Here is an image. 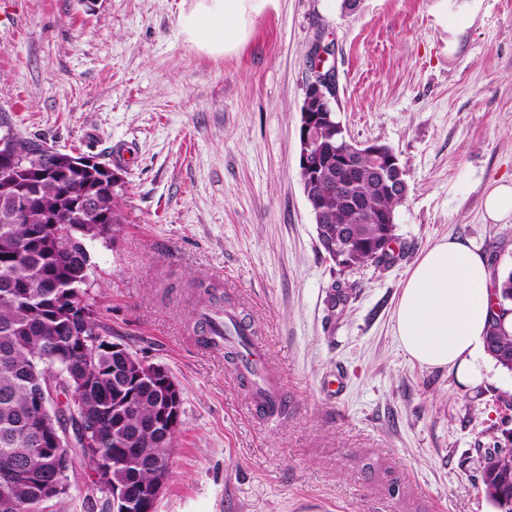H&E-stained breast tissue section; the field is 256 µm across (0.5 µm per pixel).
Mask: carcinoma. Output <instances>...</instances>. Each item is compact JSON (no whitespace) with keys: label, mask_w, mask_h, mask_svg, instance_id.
Wrapping results in <instances>:
<instances>
[{"label":"carcinoma","mask_w":512,"mask_h":512,"mask_svg":"<svg viewBox=\"0 0 512 512\" xmlns=\"http://www.w3.org/2000/svg\"><path fill=\"white\" fill-rule=\"evenodd\" d=\"M16 143L20 158L0 157V499L12 512H45L53 502L49 449L41 445L32 401L46 372L58 363L69 374L85 379L65 383L57 392L64 397L56 419L75 426L82 419L100 432V455L112 460L125 448L139 449L135 464H112L110 481L141 498L143 488L167 466L161 452L164 434L154 427L163 399L159 382L145 377L124 415H112L124 404L126 360L100 350L88 360L91 342L104 339L93 305L87 315L72 310L79 296L88 295L93 263L91 246L115 224L123 223L110 166L94 160L87 167L66 163L68 154L47 153L42 145L25 139L11 127L0 125V139ZM347 195L363 197L371 208L394 212L406 193H385L372 178L367 155L355 160ZM336 168L328 163L310 183L309 194L324 201V222L317 237L342 254L338 267L351 269L371 262L388 264L391 247L378 255L384 239L395 240V225L359 222L336 205ZM25 197L29 208L23 221L14 220L16 199ZM497 311L490 314L486 351L502 368L512 371V332L502 322L512 313V270L494 277ZM481 488L498 512H512V453L483 461Z\"/></svg>","instance_id":"cac0c4a2"}]
</instances>
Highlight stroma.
Returning <instances> with one entry per match:
<instances>
[{"mask_svg": "<svg viewBox=\"0 0 512 512\" xmlns=\"http://www.w3.org/2000/svg\"><path fill=\"white\" fill-rule=\"evenodd\" d=\"M197 0H0V118L119 175L125 223L93 249L110 341L168 369L181 425L156 512H496L477 483L512 428V372L476 387L409 360L401 289L445 237L512 267V0H276L214 54L180 18ZM331 44L334 108L356 141L398 155L408 193L394 263L339 270L299 177L311 51ZM220 284L264 343L288 413L265 420L194 331L192 281ZM350 286L333 304L335 284ZM83 464L54 512H102ZM484 210L492 222H499L512 215V182L492 187L485 196Z\"/></svg>", "mask_w": 512, "mask_h": 512, "instance_id": "obj_1", "label": "stroma"}]
</instances>
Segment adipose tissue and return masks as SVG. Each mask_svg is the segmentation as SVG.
I'll use <instances>...</instances> for the list:
<instances>
[{
  "label": "adipose tissue",
  "instance_id": "obj_1",
  "mask_svg": "<svg viewBox=\"0 0 512 512\" xmlns=\"http://www.w3.org/2000/svg\"><path fill=\"white\" fill-rule=\"evenodd\" d=\"M272 0H199L180 27L212 53L242 44L254 15ZM493 276L482 254L447 238L422 252L401 291L396 336L403 352L427 368L453 372L464 386L482 381L484 335Z\"/></svg>",
  "mask_w": 512,
  "mask_h": 512
}]
</instances>
